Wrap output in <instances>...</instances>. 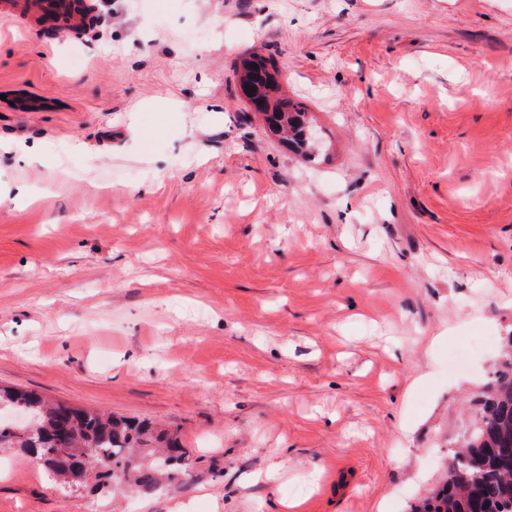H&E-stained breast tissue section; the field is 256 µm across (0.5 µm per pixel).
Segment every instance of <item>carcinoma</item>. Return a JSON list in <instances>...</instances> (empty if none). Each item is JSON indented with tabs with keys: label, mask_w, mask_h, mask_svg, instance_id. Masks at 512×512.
<instances>
[{
	"label": "carcinoma",
	"mask_w": 512,
	"mask_h": 512,
	"mask_svg": "<svg viewBox=\"0 0 512 512\" xmlns=\"http://www.w3.org/2000/svg\"><path fill=\"white\" fill-rule=\"evenodd\" d=\"M253 63L258 68H251ZM235 75L247 107L262 113L268 131L305 156L315 155L304 103L279 94L278 59L248 53ZM248 86L253 91H246ZM14 403L33 419L9 429L0 423V448L39 455L63 491L91 480L108 494H151L184 484L190 475L189 452L178 436L148 422L0 387V406ZM476 405L442 487L416 512H512V336L505 339L498 368Z\"/></svg>",
	"instance_id": "cac0c4a2"
}]
</instances>
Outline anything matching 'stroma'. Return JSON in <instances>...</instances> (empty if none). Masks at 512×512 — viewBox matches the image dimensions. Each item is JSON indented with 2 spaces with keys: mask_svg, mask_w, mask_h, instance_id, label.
<instances>
[{
  "mask_svg": "<svg viewBox=\"0 0 512 512\" xmlns=\"http://www.w3.org/2000/svg\"><path fill=\"white\" fill-rule=\"evenodd\" d=\"M92 3L0 17V385L191 477L132 506L1 448L0 512H410L512 332V0ZM250 51L326 158L245 107Z\"/></svg>",
  "mask_w": 512,
  "mask_h": 512,
  "instance_id": "stroma-1",
  "label": "stroma"
}]
</instances>
